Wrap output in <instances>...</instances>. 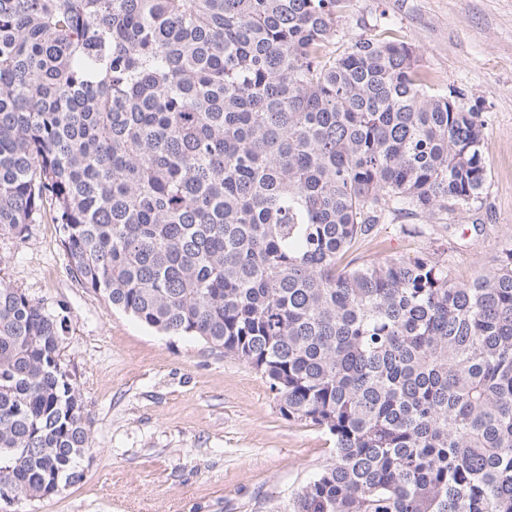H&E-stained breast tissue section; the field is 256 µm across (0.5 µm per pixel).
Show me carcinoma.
<instances>
[{
	"label": "carcinoma",
	"instance_id": "carcinoma-1",
	"mask_svg": "<svg viewBox=\"0 0 512 512\" xmlns=\"http://www.w3.org/2000/svg\"><path fill=\"white\" fill-rule=\"evenodd\" d=\"M350 0H0V237L45 210L115 309L260 373L333 458L288 512H512V249L341 266L397 212L470 210L482 113ZM63 322L0 283V493L91 447Z\"/></svg>",
	"mask_w": 512,
	"mask_h": 512
}]
</instances>
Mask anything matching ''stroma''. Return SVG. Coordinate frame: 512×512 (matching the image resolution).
Returning a JSON list of instances; mask_svg holds the SVG:
<instances>
[{"mask_svg": "<svg viewBox=\"0 0 512 512\" xmlns=\"http://www.w3.org/2000/svg\"><path fill=\"white\" fill-rule=\"evenodd\" d=\"M362 36L411 45L434 90H456L482 113L489 175L467 213L396 215L346 260L425 255L471 280L512 247V0H351L332 48ZM0 281L63 319L60 358L91 441L81 482L17 512H285L330 462L329 436L282 416L249 365L159 333L85 288L51 213L24 236L0 238Z\"/></svg>", "mask_w": 512, "mask_h": 512, "instance_id": "1", "label": "stroma"}]
</instances>
